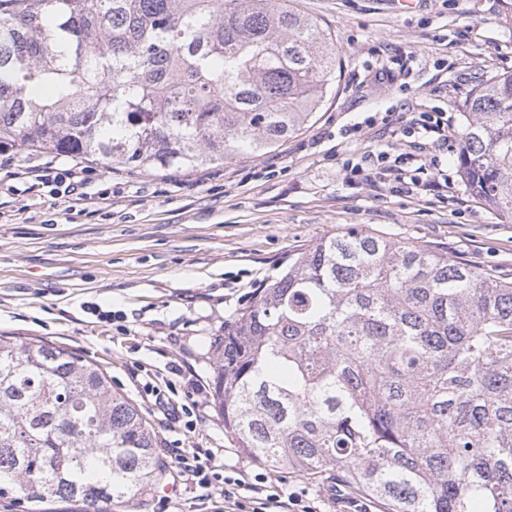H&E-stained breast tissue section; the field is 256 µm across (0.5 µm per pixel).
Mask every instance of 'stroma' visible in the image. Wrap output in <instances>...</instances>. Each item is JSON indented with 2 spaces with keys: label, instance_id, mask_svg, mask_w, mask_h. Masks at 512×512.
I'll return each mask as SVG.
<instances>
[{
  "label": "stroma",
  "instance_id": "1",
  "mask_svg": "<svg viewBox=\"0 0 512 512\" xmlns=\"http://www.w3.org/2000/svg\"><path fill=\"white\" fill-rule=\"evenodd\" d=\"M336 38V82L313 123L277 148L204 168H113L86 162L89 192L106 201L69 208L35 185L46 162L74 158L0 152V335L73 349L100 366L155 430L160 448H200L217 471L244 473L257 488L301 495L314 512H382L380 503L259 464L242 454L211 397L197 427L171 419L148 386L172 384V405L192 384L210 386L208 351L224 323L290 254L347 225L418 241L512 279V220L475 199L458 171L464 102L480 83L512 73V26L502 0H291ZM384 79H377V72ZM421 112H440L444 136H405ZM372 125H365V118ZM363 123L352 133L354 123ZM404 169L428 165L424 186L351 177L380 152ZM163 488L112 512H215L175 468Z\"/></svg>",
  "mask_w": 512,
  "mask_h": 512
}]
</instances>
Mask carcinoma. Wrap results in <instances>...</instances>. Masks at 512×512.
<instances>
[{
  "mask_svg": "<svg viewBox=\"0 0 512 512\" xmlns=\"http://www.w3.org/2000/svg\"><path fill=\"white\" fill-rule=\"evenodd\" d=\"M336 47L290 0H0V149L194 169L271 150L332 94ZM458 164L512 219V74L464 102ZM247 456L385 512H512V281L350 224L211 345ZM158 441L76 352L0 336V498L119 504Z\"/></svg>",
  "mask_w": 512,
  "mask_h": 512,
  "instance_id": "carcinoma-1",
  "label": "carcinoma"
}]
</instances>
